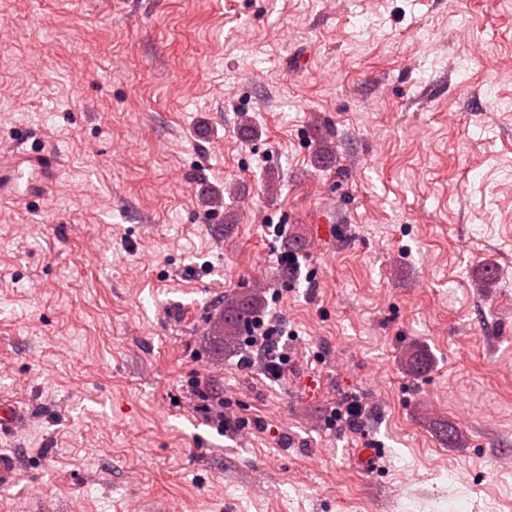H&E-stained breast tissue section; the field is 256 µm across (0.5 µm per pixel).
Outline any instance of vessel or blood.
Returning a JSON list of instances; mask_svg holds the SVG:
<instances>
[{"label":"vessel or blood","instance_id":"vessel-or-blood-1","mask_svg":"<svg viewBox=\"0 0 512 512\" xmlns=\"http://www.w3.org/2000/svg\"><path fill=\"white\" fill-rule=\"evenodd\" d=\"M58 162L49 152H32L24 147L0 155V203L22 202L45 197L56 180ZM31 422L26 407L13 399H0V436L25 430ZM21 477L18 457L0 451V488L15 486Z\"/></svg>","mask_w":512,"mask_h":512}]
</instances>
